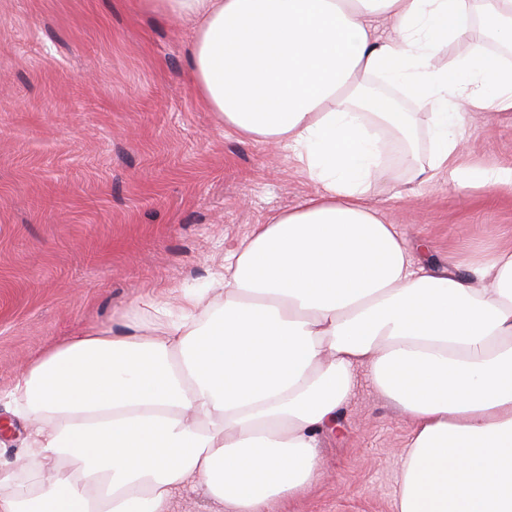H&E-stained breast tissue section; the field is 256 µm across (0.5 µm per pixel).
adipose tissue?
Here are the masks:
<instances>
[{
	"mask_svg": "<svg viewBox=\"0 0 512 512\" xmlns=\"http://www.w3.org/2000/svg\"><path fill=\"white\" fill-rule=\"evenodd\" d=\"M194 32L189 80L240 140L290 154L316 190L257 225L208 289L92 328L27 362L10 392L24 465L0 461V512H272L319 476L365 370L413 422L396 512H512V246L418 264L370 200L384 136L412 140L393 91L430 109L425 172L512 189L460 164L466 110H512V66L445 43L473 15L512 46V0H150ZM391 22L381 34V22Z\"/></svg>",
	"mask_w": 512,
	"mask_h": 512,
	"instance_id": "obj_1",
	"label": "adipose tissue"
}]
</instances>
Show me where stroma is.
Masks as SVG:
<instances>
[{
    "label": "stroma",
    "instance_id": "1",
    "mask_svg": "<svg viewBox=\"0 0 512 512\" xmlns=\"http://www.w3.org/2000/svg\"><path fill=\"white\" fill-rule=\"evenodd\" d=\"M189 26L146 0H0V414L23 363L75 332L176 302L314 184L243 142L188 80ZM466 165L512 166V112H471ZM372 202L420 263L512 246V190L407 181L390 145ZM323 474L275 512H396L412 423L358 371Z\"/></svg>",
    "mask_w": 512,
    "mask_h": 512
}]
</instances>
